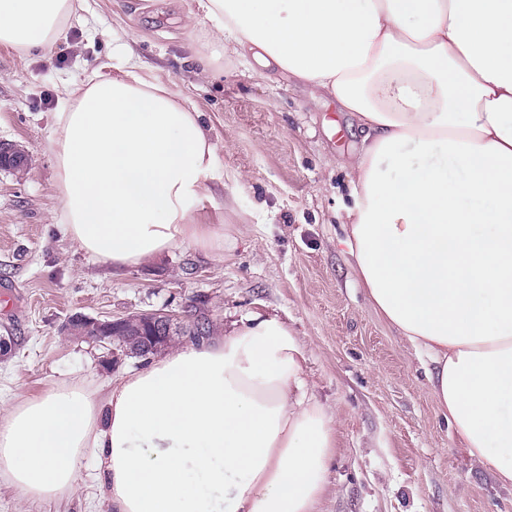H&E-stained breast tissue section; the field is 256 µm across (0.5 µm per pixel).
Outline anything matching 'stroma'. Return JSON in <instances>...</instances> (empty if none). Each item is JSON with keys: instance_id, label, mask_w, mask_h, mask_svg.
<instances>
[{"instance_id": "35a3bbf8", "label": "stroma", "mask_w": 512, "mask_h": 512, "mask_svg": "<svg viewBox=\"0 0 512 512\" xmlns=\"http://www.w3.org/2000/svg\"><path fill=\"white\" fill-rule=\"evenodd\" d=\"M73 2L51 50L0 42V142L27 156L25 171L0 169V408L64 382L102 396L148 365L145 357L113 360L71 334L73 315L197 309L222 337L261 313L300 339L308 390L335 417L318 512H512V486L458 443L424 364L357 280L343 218L360 137L335 98L261 74L223 48L197 0ZM203 58L215 76H200ZM134 63L147 80L183 93L219 145L208 186L233 240L223 255L185 244L118 268L61 231L55 115L94 74L118 75ZM0 512L112 508L89 454L73 492L49 503L30 505L0 481Z\"/></svg>"}]
</instances>
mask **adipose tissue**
Segmentation results:
<instances>
[{"instance_id": "1", "label": "adipose tissue", "mask_w": 512, "mask_h": 512, "mask_svg": "<svg viewBox=\"0 0 512 512\" xmlns=\"http://www.w3.org/2000/svg\"><path fill=\"white\" fill-rule=\"evenodd\" d=\"M199 4L235 54L355 117L357 279L429 359L459 443L512 485V0ZM72 10L0 0V42L49 47ZM51 142L63 231L86 253L136 266L183 244L223 252L208 208L217 145L176 92L134 69L98 77ZM436 151L444 161L427 162ZM301 356L283 322L254 314L105 397L64 384L22 398L0 411V477L29 502L51 500L73 491L93 448L114 512H316L334 416L303 394Z\"/></svg>"}]
</instances>
